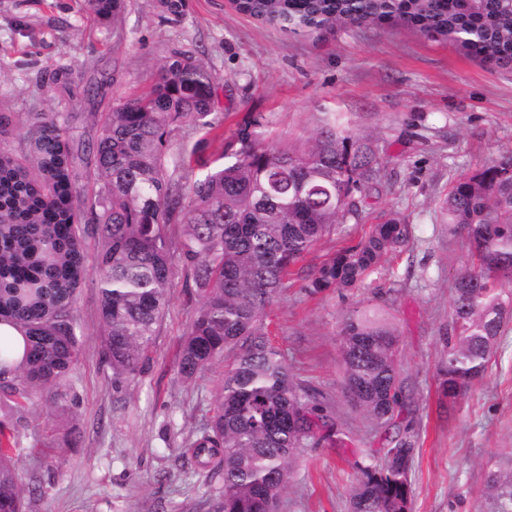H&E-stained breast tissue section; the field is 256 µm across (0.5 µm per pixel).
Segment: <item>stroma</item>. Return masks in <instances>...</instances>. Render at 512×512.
Returning <instances> with one entry per match:
<instances>
[{
	"label": "stroma",
	"mask_w": 512,
	"mask_h": 512,
	"mask_svg": "<svg viewBox=\"0 0 512 512\" xmlns=\"http://www.w3.org/2000/svg\"><path fill=\"white\" fill-rule=\"evenodd\" d=\"M122 29L113 35L83 0H0V110L67 114L72 138L88 143L105 113L148 91L161 64L180 51L212 73L213 112L225 129L258 116L272 143L311 134L335 115L372 140L385 184L366 198L352 236L396 218L415 242L372 275L371 289L311 296L294 281L268 308L272 344L298 382L330 395L332 419L347 434L344 444L297 455L280 512H351L354 462L383 448L380 430L340 395L337 332L372 289L391 287L405 375L420 406L413 512H480L487 463L512 453V345L465 396H441L439 330L469 245L435 210L453 176L512 153V71L394 23L291 35L238 13L230 0H183L176 13L161 0H126ZM76 307L83 338L70 385L82 442L58 460L51 404L31 410L18 475L37 489L32 512H215L220 484L192 467L181 448L210 420L225 365L191 381L177 372L178 345L196 307L183 273L175 275L141 371L118 385L102 356L93 286L82 288Z\"/></svg>",
	"instance_id": "stroma-1"
}]
</instances>
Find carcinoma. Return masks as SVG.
Here are the masks:
<instances>
[{
  "label": "carcinoma",
  "mask_w": 512,
  "mask_h": 512,
  "mask_svg": "<svg viewBox=\"0 0 512 512\" xmlns=\"http://www.w3.org/2000/svg\"><path fill=\"white\" fill-rule=\"evenodd\" d=\"M121 33L125 0H85ZM236 10L294 35L347 25L402 22L446 40L465 56L512 69V0H235ZM214 81L199 61L173 54L150 91L106 113L92 146L87 180L75 185L84 157L59 112L0 113V323L23 338L0 344V512H31L34 491L17 474L27 414L45 400L70 415L69 375L81 355L75 302L85 283L84 236L97 237L100 339L114 381L137 375L170 298L171 226L180 228V260L198 307L178 356L194 379L229 359L209 425L181 449L222 483V512H277L292 458L336 439L330 397L295 381L270 343L265 310L285 283L311 293L367 288L389 258L410 246L408 225L374 224L311 274L301 263L325 238L344 241L362 220V197L382 185L373 146L342 121L307 137L264 143L259 118L224 136L213 117ZM202 134L190 151L198 174L170 159L183 126ZM20 129V148L8 140ZM220 144L219 158L201 145ZM438 218L470 243L454 274L448 323L440 331L441 393L453 400L482 378L512 331V153L455 178ZM341 392L383 430L380 464L366 456L350 489L352 512H412L411 475L418 445L417 402L404 376L400 339L385 305H362L339 332ZM487 512H512V455L489 465L481 491Z\"/></svg>",
  "instance_id": "cac0c4a2"
}]
</instances>
